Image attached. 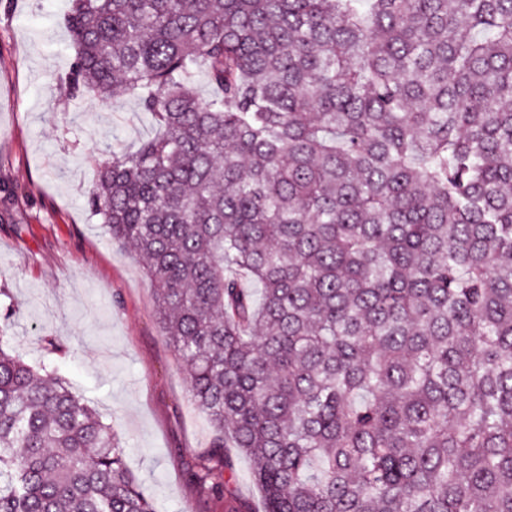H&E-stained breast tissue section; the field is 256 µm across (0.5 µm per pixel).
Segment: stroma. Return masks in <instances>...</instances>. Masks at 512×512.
<instances>
[{
  "label": "stroma",
  "mask_w": 512,
  "mask_h": 512,
  "mask_svg": "<svg viewBox=\"0 0 512 512\" xmlns=\"http://www.w3.org/2000/svg\"><path fill=\"white\" fill-rule=\"evenodd\" d=\"M68 0H0V327L29 364L63 378L115 426L159 512H262L238 449L213 429L155 312L141 265L112 242L89 197L97 167L154 126L131 97L107 106L55 92L75 61ZM59 337L54 352L45 337ZM224 476L213 498L191 481Z\"/></svg>",
  "instance_id": "obj_1"
}]
</instances>
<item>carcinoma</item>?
Returning <instances> with one entry per match:
<instances>
[{"label":"carcinoma","instance_id":"obj_1","mask_svg":"<svg viewBox=\"0 0 512 512\" xmlns=\"http://www.w3.org/2000/svg\"><path fill=\"white\" fill-rule=\"evenodd\" d=\"M66 24L65 95L157 128L90 204L211 455L250 458L264 512H512V0H72ZM0 512H157L117 430L1 343Z\"/></svg>","mask_w":512,"mask_h":512}]
</instances>
